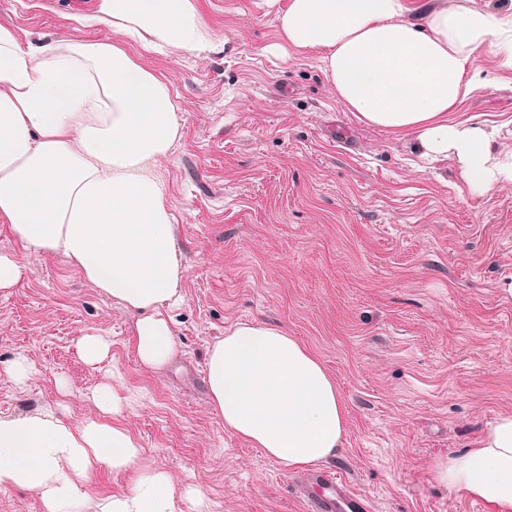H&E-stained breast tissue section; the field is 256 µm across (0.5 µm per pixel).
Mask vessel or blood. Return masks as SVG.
I'll use <instances>...</instances> for the list:
<instances>
[{
  "mask_svg": "<svg viewBox=\"0 0 512 512\" xmlns=\"http://www.w3.org/2000/svg\"><path fill=\"white\" fill-rule=\"evenodd\" d=\"M299 494L306 512H368L346 480L326 471L301 479Z\"/></svg>",
  "mask_w": 512,
  "mask_h": 512,
  "instance_id": "b4317fda",
  "label": "vessel or blood"
}]
</instances>
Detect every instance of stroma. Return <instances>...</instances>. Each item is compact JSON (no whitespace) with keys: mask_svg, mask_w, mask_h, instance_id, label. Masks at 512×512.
<instances>
[{"mask_svg":"<svg viewBox=\"0 0 512 512\" xmlns=\"http://www.w3.org/2000/svg\"><path fill=\"white\" fill-rule=\"evenodd\" d=\"M94 0H0V24L23 44L113 40L83 26ZM217 51L131 54L169 82L184 135L160 159L182 244L180 352L141 366L131 315L59 255L24 260L0 289V412L86 394L118 368L141 400L122 423L139 471L194 483L208 512H304L295 472L224 429L211 409L207 351L229 326L283 327L316 353L348 407V433L324 469L341 473L370 512H487L436 483L434 463L512 414V182L472 192L453 158L420 159L409 140L368 126L337 102L319 53H270L274 10L261 0H200ZM490 87L449 121L497 127L512 147V67L497 36L474 55ZM111 340L91 366L79 336ZM34 364L25 388L5 372ZM70 390L61 397L57 379Z\"/></svg>","mask_w":512,"mask_h":512,"instance_id":"stroma-1","label":"stroma"}]
</instances>
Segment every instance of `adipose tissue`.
Returning <instances> with one entry per match:
<instances>
[{"mask_svg":"<svg viewBox=\"0 0 512 512\" xmlns=\"http://www.w3.org/2000/svg\"><path fill=\"white\" fill-rule=\"evenodd\" d=\"M275 49L321 55L336 99L368 125L411 139L422 156H453L472 191L512 182V148L482 123L448 114L479 86L473 55L491 34L512 63V28L462 5L411 16L403 0H267ZM200 0H96L82 18L114 42L56 39L22 46L0 26V228L22 249L0 255V288L30 256L60 255L133 316L140 364L157 370L178 349L167 315L182 300L181 245L157 169L181 137L166 79L126 50L215 51ZM210 405L225 430L292 468L336 455L348 408L310 349L282 327L242 322L206 359ZM97 415L73 422L65 404L0 414V487L37 492L44 512H179L167 470L128 491L92 496L96 470L136 469L140 446L119 418L135 397L124 382L89 394ZM434 481L512 512V415L499 417L464 452L436 461Z\"/></svg>","mask_w":512,"mask_h":512,"instance_id":"adipose-tissue-1","label":"adipose tissue"}]
</instances>
